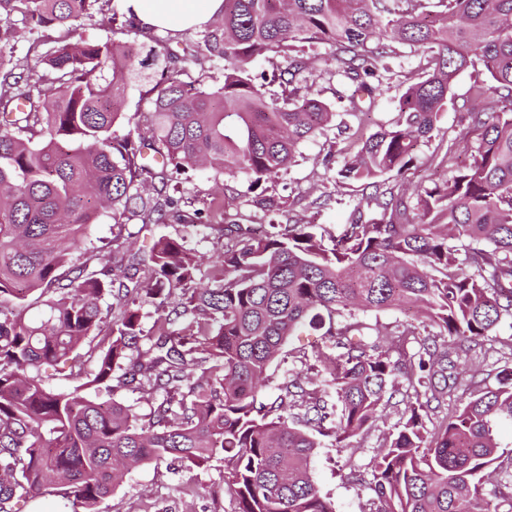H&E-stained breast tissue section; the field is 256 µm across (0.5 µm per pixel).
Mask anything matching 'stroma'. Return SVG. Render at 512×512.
I'll list each match as a JSON object with an SVG mask.
<instances>
[{
	"label": "stroma",
	"mask_w": 512,
	"mask_h": 512,
	"mask_svg": "<svg viewBox=\"0 0 512 512\" xmlns=\"http://www.w3.org/2000/svg\"><path fill=\"white\" fill-rule=\"evenodd\" d=\"M315 57L316 72L313 76V92L325 101L336 114L337 120L363 126L373 132L379 126L390 124L396 117L395 99L403 87L398 77L402 71L423 69L426 60L409 46L396 49L392 61L394 77L384 81L380 95L374 104L356 116H348V98L353 87L341 75L326 73L324 58L329 49L315 45L306 50ZM482 67L461 72L455 81L448 102L436 124L431 138L422 141L415 153L409 170L398 175L397 181L408 190H415L430 181H444L447 171L435 168L431 162L434 155L444 153L452 144L463 124V105L469 98L473 81L483 77ZM335 128H328L303 143L294 163L274 186L276 196L284 203L281 211L263 213L250 203L248 190L250 180L241 174L232 186L238 196L237 220L242 224H284L289 217L302 218L314 224L333 227L344 223L357 199L346 188L334 185V171L326 169L322 160L334 147ZM205 224H180L174 221L152 224L140 228L137 223L118 227L111 215L101 217L99 223L91 225L84 244L88 253L107 256L115 236H123L141 253H149L155 241L163 236L184 238L187 246L196 254L205 256L197 275L198 285L209 282V267L216 260L223 244L217 226L223 223L221 213L210 212ZM512 368V318L502 319L497 328L483 338L481 347L468 357H461L458 370L463 378H476L481 387H496L503 370ZM404 405L391 399L378 418L364 432L346 440L344 447H336L331 439H323L316 449L312 463V477L321 494L330 499L336 512H375L378 502L369 489L349 481V474H369L373 459L379 448L385 447L391 433L400 421ZM220 478L219 463L210 467L188 471L166 463H147L133 470L125 482L116 488L105 501L106 512H234L231 495L219 501H211L208 490Z\"/></svg>",
	"instance_id": "obj_1"
}]
</instances>
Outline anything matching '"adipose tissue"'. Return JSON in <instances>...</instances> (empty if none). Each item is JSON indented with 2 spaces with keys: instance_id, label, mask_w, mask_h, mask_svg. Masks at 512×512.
Wrapping results in <instances>:
<instances>
[{
  "instance_id": "adipose-tissue-1",
  "label": "adipose tissue",
  "mask_w": 512,
  "mask_h": 512,
  "mask_svg": "<svg viewBox=\"0 0 512 512\" xmlns=\"http://www.w3.org/2000/svg\"><path fill=\"white\" fill-rule=\"evenodd\" d=\"M119 5L145 29L180 32L208 24L222 11L224 0H120Z\"/></svg>"
}]
</instances>
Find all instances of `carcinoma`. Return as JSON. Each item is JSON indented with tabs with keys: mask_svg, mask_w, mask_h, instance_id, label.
<instances>
[{
	"mask_svg": "<svg viewBox=\"0 0 512 512\" xmlns=\"http://www.w3.org/2000/svg\"><path fill=\"white\" fill-rule=\"evenodd\" d=\"M95 10L118 15L113 0H0V512H23L50 493L73 512H103L127 474L169 459L189 471L221 462L211 495L229 489L234 512H334L311 476L319 438L341 446L402 383L413 391L402 421L371 478L357 477L377 512H489L485 477L500 448L493 427L512 420V369L492 390L467 382L468 399L430 440L425 417L458 388L457 359L512 316V0H224L182 55L155 39L149 52L168 65L144 91L147 133L122 135L140 56L127 35L138 27L115 29L122 39L87 38L81 21ZM43 28L60 31L61 44L16 71V39ZM316 43L330 49L327 71L369 99L390 72L394 44L429 64L405 75L390 127H337L336 185L361 193L347 223L332 231L290 219L257 233L236 220L226 184L211 285L195 286L200 259L181 237L160 238L146 258L73 262L108 210L116 224L202 223V212L183 211L166 193L173 176L196 168L248 175L253 203L274 210L266 185L335 117L307 83L305 47ZM274 57L286 61L277 74L285 92L268 99L251 64ZM201 58L223 65L222 86L181 79ZM477 63L485 78L470 96L479 108L432 158L448 179L401 193L391 174L413 163L456 77ZM460 147L469 153L461 164ZM145 305L158 314L148 331ZM405 307L451 344L407 324L385 349L356 315ZM306 324L324 330L318 379L285 380L257 403L271 363ZM104 326L105 338L87 343ZM410 342L418 349L408 356ZM60 363L74 383L68 392L48 388L42 374ZM102 388L148 395L149 417L87 394ZM509 486L512 470L494 484L507 505L495 512H512Z\"/></svg>",
	"mask_w": 512,
	"mask_h": 512,
	"instance_id": "cac0c4a2",
	"label": "carcinoma"
}]
</instances>
